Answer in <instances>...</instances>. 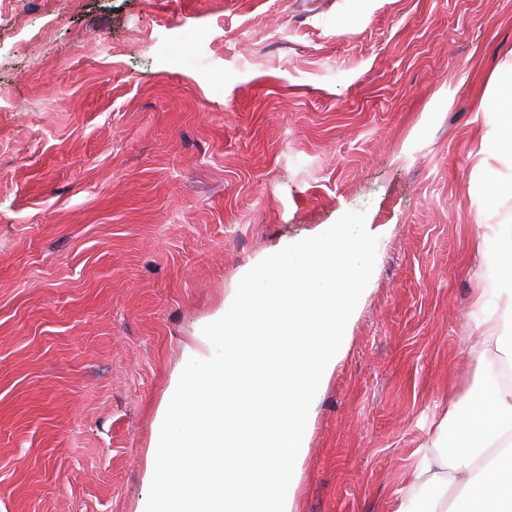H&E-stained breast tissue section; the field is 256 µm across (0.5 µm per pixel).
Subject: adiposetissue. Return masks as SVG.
<instances>
[{"instance_id":"ef3b65f1","label":"adipose tissue","mask_w":512,"mask_h":512,"mask_svg":"<svg viewBox=\"0 0 512 512\" xmlns=\"http://www.w3.org/2000/svg\"><path fill=\"white\" fill-rule=\"evenodd\" d=\"M496 274L495 319L469 348L481 379L477 395L439 421L395 512H512V385L496 368L512 369V225H499L486 256Z\"/></svg>"}]
</instances>
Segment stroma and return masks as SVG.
Returning <instances> with one entry per match:
<instances>
[{"instance_id":"1","label":"stroma","mask_w":512,"mask_h":512,"mask_svg":"<svg viewBox=\"0 0 512 512\" xmlns=\"http://www.w3.org/2000/svg\"><path fill=\"white\" fill-rule=\"evenodd\" d=\"M0 0V512H138L186 345L366 210L294 512H394L493 306L512 0Z\"/></svg>"}]
</instances>
